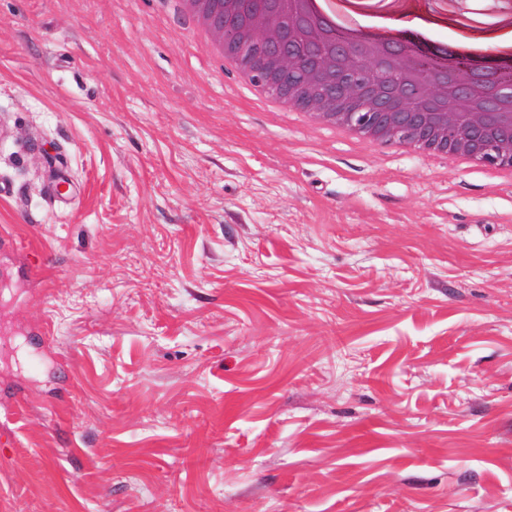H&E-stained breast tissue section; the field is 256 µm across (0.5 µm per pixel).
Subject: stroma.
Returning a JSON list of instances; mask_svg holds the SVG:
<instances>
[{"mask_svg": "<svg viewBox=\"0 0 512 512\" xmlns=\"http://www.w3.org/2000/svg\"><path fill=\"white\" fill-rule=\"evenodd\" d=\"M196 28L0 0V512H512V180ZM212 52L224 58V63L237 71L242 83L258 93L256 98L260 102H271L280 112H289V115L301 118L307 112L304 107L305 97L298 93H285L283 96H276L268 93L260 87V79L254 68L241 60L235 52L230 40L223 44L213 43Z\"/></svg>", "mask_w": 512, "mask_h": 512, "instance_id": "obj_1", "label": "stroma"}]
</instances>
